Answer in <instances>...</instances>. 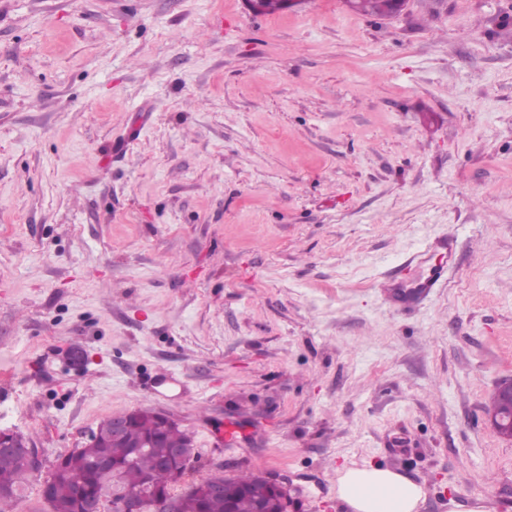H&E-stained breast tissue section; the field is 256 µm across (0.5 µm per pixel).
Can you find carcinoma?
Returning a JSON list of instances; mask_svg holds the SVG:
<instances>
[{
  "label": "carcinoma",
  "mask_w": 512,
  "mask_h": 512,
  "mask_svg": "<svg viewBox=\"0 0 512 512\" xmlns=\"http://www.w3.org/2000/svg\"><path fill=\"white\" fill-rule=\"evenodd\" d=\"M350 9L380 19L393 18L399 10L392 0H346ZM128 436L150 447L132 455L131 448H114L104 442H89L61 455L46 474L33 471L16 449L0 447V512H10L27 484L35 478L47 512H79L87 501L95 502L99 512H114L123 493L142 495L145 512H156V497L175 496L180 512H254L262 503L271 512H288V498L268 490L263 476L241 472L234 477L210 476L174 493L177 479L165 466L169 449L188 438V433L172 421L165 423L149 409L140 410L130 423ZM108 460L111 468L100 467ZM224 481V493L212 495L206 486Z\"/></svg>",
  "instance_id": "cac0c4a2"
}]
</instances>
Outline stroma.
<instances>
[{
    "instance_id": "stroma-1",
    "label": "stroma",
    "mask_w": 512,
    "mask_h": 512,
    "mask_svg": "<svg viewBox=\"0 0 512 512\" xmlns=\"http://www.w3.org/2000/svg\"><path fill=\"white\" fill-rule=\"evenodd\" d=\"M512 0H0V425L46 461L133 409L184 484L512 512ZM447 280L400 306L431 241ZM240 429L224 441L227 425ZM395 0H346L350 9L380 19L393 18L402 10L392 4ZM423 496L422 486L380 465L336 469V498L350 512H418Z\"/></svg>"
}]
</instances>
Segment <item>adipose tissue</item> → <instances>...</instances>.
<instances>
[{"mask_svg": "<svg viewBox=\"0 0 512 512\" xmlns=\"http://www.w3.org/2000/svg\"><path fill=\"white\" fill-rule=\"evenodd\" d=\"M422 486L380 465L349 464L336 471V497L350 512H419Z\"/></svg>", "mask_w": 512, "mask_h": 512, "instance_id": "1", "label": "adipose tissue"}]
</instances>
